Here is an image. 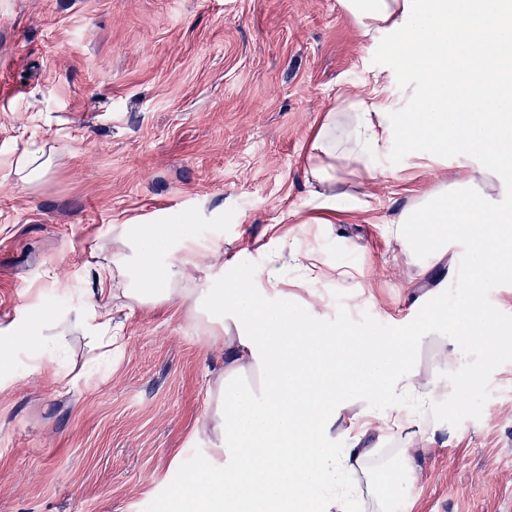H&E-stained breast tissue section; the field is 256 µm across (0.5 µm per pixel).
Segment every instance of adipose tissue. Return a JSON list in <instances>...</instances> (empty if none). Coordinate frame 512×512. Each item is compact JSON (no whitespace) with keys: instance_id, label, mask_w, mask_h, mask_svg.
Segmentation results:
<instances>
[{"instance_id":"ef3b65f1","label":"adipose tissue","mask_w":512,"mask_h":512,"mask_svg":"<svg viewBox=\"0 0 512 512\" xmlns=\"http://www.w3.org/2000/svg\"><path fill=\"white\" fill-rule=\"evenodd\" d=\"M338 4L362 36H393L409 107L396 111L374 91L339 96L313 139L310 175L331 181L340 160L373 180L396 150L465 157V177L424 195L393 229L412 252L439 260L449 241H465L463 286L452 307L383 335L291 302L279 284L293 240L281 239L261 269L236 263L223 287L196 288L197 271L223 264L220 250L199 247L180 217L133 227L127 253L97 266L100 294H110L121 273L130 303L191 301L211 347L224 354L204 423L211 450L163 512H390L417 479L416 456L431 443L443 399L471 402L483 368L512 348V327L495 322L479 292L488 275L512 272V206L493 202L512 194V0ZM465 103L476 108L468 123L459 114ZM51 320L40 314L0 329V381L11 349L39 347ZM434 335L448 371L425 381L413 355ZM378 402L386 413L375 410ZM406 424L415 434L398 441L395 431Z\"/></svg>"}]
</instances>
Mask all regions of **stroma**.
I'll use <instances>...</instances> for the list:
<instances>
[{"mask_svg": "<svg viewBox=\"0 0 512 512\" xmlns=\"http://www.w3.org/2000/svg\"><path fill=\"white\" fill-rule=\"evenodd\" d=\"M390 42L362 37L337 0H0V327L99 301L96 262L120 250L121 225L177 212L228 262L263 266L288 235L326 270L310 292L288 265L283 285L329 319L382 334L424 321L459 288L467 249L420 257L389 227L462 159L397 151L373 181L337 163L332 224L307 175L339 94L375 88L404 109ZM24 156L49 163L31 184L14 173ZM111 306V358L72 322L46 369L15 352L0 512H161L203 462L223 353L189 308ZM483 379L491 399L440 409L398 512H512V350Z\"/></svg>", "mask_w": 512, "mask_h": 512, "instance_id": "35a3bbf8", "label": "stroma"}]
</instances>
